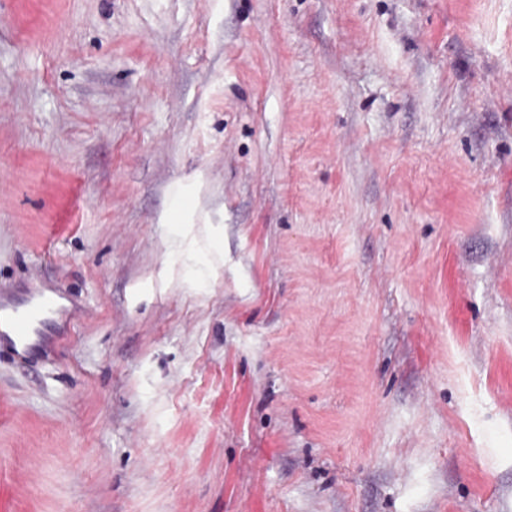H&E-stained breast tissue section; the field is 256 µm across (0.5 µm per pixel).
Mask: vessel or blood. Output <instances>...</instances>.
<instances>
[{"label":"vessel or blood","mask_w":512,"mask_h":512,"mask_svg":"<svg viewBox=\"0 0 512 512\" xmlns=\"http://www.w3.org/2000/svg\"><path fill=\"white\" fill-rule=\"evenodd\" d=\"M87 309L55 288L0 290V351L27 360L67 336L73 320Z\"/></svg>","instance_id":"1"}]
</instances>
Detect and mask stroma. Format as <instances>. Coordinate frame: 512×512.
I'll list each match as a JSON object with an SVG mask.
<instances>
[{
    "instance_id": "1",
    "label": "stroma",
    "mask_w": 512,
    "mask_h": 512,
    "mask_svg": "<svg viewBox=\"0 0 512 512\" xmlns=\"http://www.w3.org/2000/svg\"><path fill=\"white\" fill-rule=\"evenodd\" d=\"M0 512H512V0H0ZM87 309L56 288L0 290V351L27 360L53 341L68 336L73 320Z\"/></svg>"
}]
</instances>
